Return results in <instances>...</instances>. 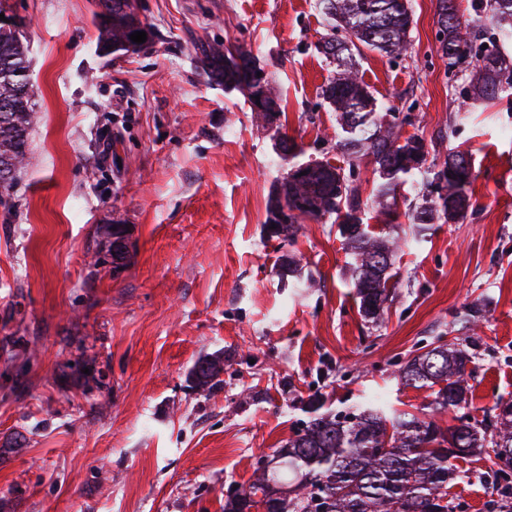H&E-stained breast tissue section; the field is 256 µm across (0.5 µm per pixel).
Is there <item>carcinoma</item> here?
<instances>
[{"label": "carcinoma", "mask_w": 512, "mask_h": 512, "mask_svg": "<svg viewBox=\"0 0 512 512\" xmlns=\"http://www.w3.org/2000/svg\"><path fill=\"white\" fill-rule=\"evenodd\" d=\"M113 0H98L97 45L102 52L127 53L139 48L130 39L147 28L133 12L112 8ZM478 14L495 25L488 43L479 41L474 25L462 19L458 0H439L437 52L447 71L465 56L477 61L474 93L486 101L512 95V61L500 45L512 41V0H473ZM323 12L345 37L324 40L319 51L336 61L341 72L323 90L336 109V149L347 167L328 161L298 163V144L279 137L278 151L291 168L307 171L304 178L286 175L268 201L266 231L269 236L292 239L305 220H333L350 256L349 275L360 314L376 322L388 300L387 284L396 254L408 247L398 233H389L395 214L398 186L419 176L426 187L442 182L448 188L440 197L428 191L408 208L414 240L424 239L436 224L466 218L473 207L474 170L460 166L458 150L427 148L415 136L403 137L401 125L377 111V102L356 64L363 50L398 58L406 54L413 22L409 0H319ZM28 44L20 32L0 30V193L12 187L16 173L28 159V136L40 120L29 80ZM208 78L240 91L252 111L270 124L275 102L265 94L257 105L247 94L251 73L262 68L239 46L209 45L201 49ZM372 159L379 182L362 199L353 178L363 158ZM380 221L375 231L366 210ZM483 304L474 303L459 318L460 328L475 330ZM472 355L457 340L440 336L416 348L397 366L395 379L402 388L430 391L428 413L392 408L377 396L358 405L322 411L317 398L307 403L309 417L285 446L266 456L253 481L224 501V512H452L448 484L454 479L451 460L483 448L491 449L497 467L490 469L494 484L512 472V400H499L493 419L484 423L468 413ZM224 372L220 354L199 358L189 371L193 388L213 390ZM456 411L455 424L438 417Z\"/></svg>", "instance_id": "carcinoma-1"}]
</instances>
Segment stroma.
I'll use <instances>...</instances> for the list:
<instances>
[{"label":"stroma","mask_w":512,"mask_h":512,"mask_svg":"<svg viewBox=\"0 0 512 512\" xmlns=\"http://www.w3.org/2000/svg\"><path fill=\"white\" fill-rule=\"evenodd\" d=\"M318 0H136L152 39L104 56L95 0H0L29 45L42 114L26 166L0 204V512H224L262 455L301 428L310 396L345 409L366 393L416 411L395 362L486 304L472 355L470 412L512 398V101L462 103L437 56V0H410L407 57L359 58L403 135L469 150L473 209L436 225L392 268L379 321L359 313L330 220L268 237L266 204L288 166L244 96L196 57L221 41L251 52L300 162L342 156L322 96L335 61ZM80 211H73V204ZM127 226L123 267L102 227ZM292 258L315 287L283 270ZM224 356L222 384L187 373ZM452 512H491L485 455L454 460ZM224 372V357L221 354L206 355L199 358L189 371L193 388L205 393L213 390L221 381Z\"/></svg>","instance_id":"35a3bbf8"}]
</instances>
